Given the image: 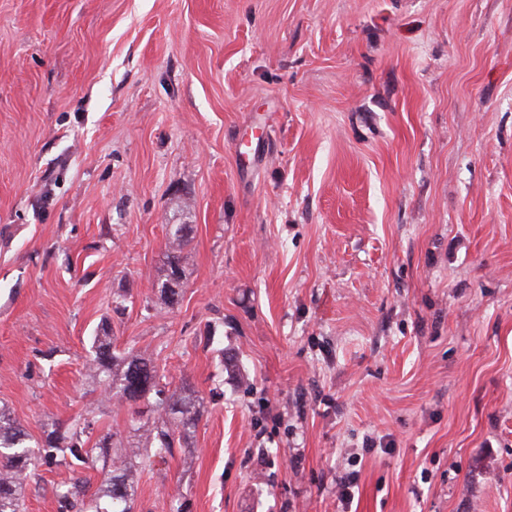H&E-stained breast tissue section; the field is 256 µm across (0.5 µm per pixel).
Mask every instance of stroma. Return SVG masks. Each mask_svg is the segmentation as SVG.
<instances>
[{
  "instance_id": "stroma-1",
  "label": "stroma",
  "mask_w": 512,
  "mask_h": 512,
  "mask_svg": "<svg viewBox=\"0 0 512 512\" xmlns=\"http://www.w3.org/2000/svg\"><path fill=\"white\" fill-rule=\"evenodd\" d=\"M104 330L202 399L135 512H512V0H0V405L33 440L125 429ZM173 226V231H171L168 249L166 253V279L164 282L161 283L159 287L160 293L164 296L166 302L170 305H173L174 302L172 301L168 293V288H166V284L167 282H169L171 275L174 272H176L175 269H177L179 273V279L181 280L182 286H184L185 284L183 269L181 267V254L184 246L187 243L189 235V231H185V227L187 226L186 224H176Z\"/></svg>"
}]
</instances>
